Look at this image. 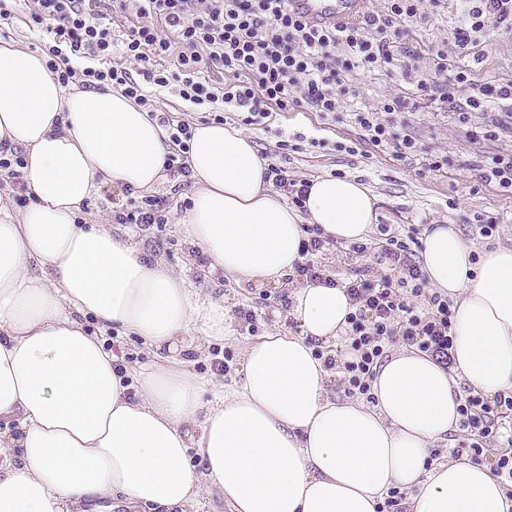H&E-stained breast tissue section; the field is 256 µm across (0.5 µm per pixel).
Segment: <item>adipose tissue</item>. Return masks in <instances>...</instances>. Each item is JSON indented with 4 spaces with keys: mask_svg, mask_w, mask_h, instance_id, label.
<instances>
[{
    "mask_svg": "<svg viewBox=\"0 0 512 512\" xmlns=\"http://www.w3.org/2000/svg\"><path fill=\"white\" fill-rule=\"evenodd\" d=\"M1 140L22 148L31 200L0 202V417L20 423L19 435L0 432V512H86L110 498L125 512H197L214 490L234 512H376L394 486L410 490V512H512L489 467L429 463L457 428L459 381L512 389V248L477 252L452 227L425 230L429 286L454 301L455 364L398 351L375 376L374 403L328 398L331 372L313 344L336 339L350 305L342 288L309 283L291 292L301 335L249 343L237 386L207 403L194 372L161 367L132 399L85 317L155 349L228 334L223 300L199 296L110 225L81 220L102 185L159 182L164 127L121 92L62 86L43 55L0 40ZM189 164L181 223L237 282H280L304 224L351 243L377 220L353 177L316 178L304 211L290 207L232 126L196 124Z\"/></svg>",
    "mask_w": 512,
    "mask_h": 512,
    "instance_id": "ef3b65f1",
    "label": "adipose tissue"
}]
</instances>
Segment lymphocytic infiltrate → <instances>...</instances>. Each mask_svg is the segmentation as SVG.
Returning a JSON list of instances; mask_svg holds the SVG:
<instances>
[{
  "instance_id": "lymphocytic-infiltrate-1",
  "label": "lymphocytic infiltrate",
  "mask_w": 512,
  "mask_h": 512,
  "mask_svg": "<svg viewBox=\"0 0 512 512\" xmlns=\"http://www.w3.org/2000/svg\"><path fill=\"white\" fill-rule=\"evenodd\" d=\"M461 21L454 29L458 47L477 45L487 27L512 34V0H460ZM420 0H390L387 14L368 13L357 23L318 24L298 12L292 0H34L28 23L46 36L43 52L48 69L62 85L86 90H119L165 127L170 152L167 175L189 176V120L157 112L149 87L176 85L179 97L211 121H224L225 108H234L246 126H269L274 109L313 112L326 123L350 109L363 142L392 150L406 160L420 150L418 141L397 127L393 114L417 109L419 103L448 111L466 127L472 140L498 139L503 120L512 121V81L490 79L479 83L469 67L440 65L432 76L417 81L418 97H396L375 113L347 100L354 92L344 75L355 68L372 72L391 64L388 37L394 24L416 17ZM135 8L138 20L121 34L106 21L113 13ZM182 49L173 67H166L173 44ZM343 47L344 57L333 54ZM122 63H113L114 54ZM139 62L138 70L128 67ZM232 73L233 81L213 83V72ZM495 113L490 123L476 126L474 113ZM168 199L160 195L129 198L126 208L113 211L116 224H134L147 231L168 221ZM300 258L293 273L298 282L344 288L351 310L346 318V349L318 351L327 369L342 375L348 398L371 399L376 370L391 347L402 344L431 357L444 368L454 364L453 307L447 294L428 286L419 256L421 243L415 226L378 227V261L388 272L372 267L355 270L336 280L323 258L331 251L366 255L364 242L345 243L325 234L315 224L305 225ZM458 429L463 434L451 455L488 463L512 496V389L486 395L463 387L459 399Z\"/></svg>"
}]
</instances>
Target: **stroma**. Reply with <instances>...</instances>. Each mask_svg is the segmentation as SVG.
<instances>
[{
    "mask_svg": "<svg viewBox=\"0 0 512 512\" xmlns=\"http://www.w3.org/2000/svg\"><path fill=\"white\" fill-rule=\"evenodd\" d=\"M31 0H11L10 14L0 18V40L17 43L30 50L40 49L44 35L39 29L29 28L26 18ZM421 18L402 22L403 34L397 38L394 53L395 66L387 70L366 73L354 70L348 75V83L358 91V101L363 107L375 112L382 111L388 99L411 96L416 85L412 75L406 74V64L417 66L419 72H434L439 60L451 65H471L474 80H512V35L488 28L480 45L482 64H474L470 52L459 49L453 28L456 19L452 13L435 10L429 0H422ZM409 130L426 150L448 155L452 164L447 174L433 175L422 169V157L398 161L390 152L376 151L360 140V131L352 123L349 114L340 113L336 123L323 125L313 112L283 110L275 115L270 128L251 130L250 136L257 150L274 154L276 143L282 135L301 132L307 138H324L326 148H310L290 153L288 172L296 179L323 176L355 177L369 187L377 198L378 221L382 224H447L459 230L476 249L486 247H512V192L496 186H482L473 163L489 152L512 150V131L499 140L480 143L470 140L466 128L456 125L446 114H432L430 109L405 113ZM345 143V151L334 150V143ZM170 179H162L154 188L155 193L169 199V222L163 227L161 238L152 233L133 230V241L148 254L165 260L169 267L182 273L189 287L224 299L232 316L229 328L232 338L228 341L211 342L205 351L179 349L174 351L150 350L135 336L117 333H100L94 319H86L90 332L100 333L103 344L125 366L130 374H137L177 362L188 363L191 370L204 378L213 377L214 360L231 354V371L223 376L224 384H231L241 369V355L256 334L276 329L285 334L298 333L300 327L291 314L277 308L281 292L291 291L296 283L283 280L279 285H260L253 282H235L226 278L218 268L201 265L194 254L195 246L182 226L177 223L183 216L182 204L187 201L191 184L173 190ZM128 200L122 187L107 185L87 200L84 213L88 220L111 225L113 235H122L123 225L113 223L112 211ZM486 214L500 219L495 236L480 235L472 224L473 215ZM248 307L257 314V330L249 332L233 313L239 307Z\"/></svg>",
    "mask_w": 512,
    "mask_h": 512,
    "instance_id": "35a3bbf8",
    "label": "stroma"
}]
</instances>
